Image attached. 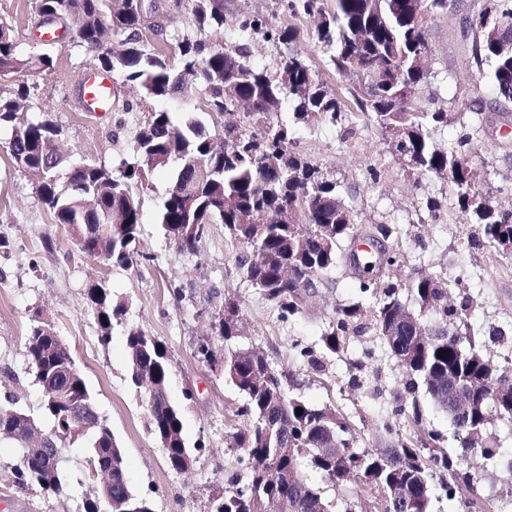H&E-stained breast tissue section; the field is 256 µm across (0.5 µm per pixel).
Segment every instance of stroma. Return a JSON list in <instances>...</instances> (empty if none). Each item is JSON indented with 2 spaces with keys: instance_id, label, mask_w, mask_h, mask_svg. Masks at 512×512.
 I'll return each instance as SVG.
<instances>
[{
  "instance_id": "obj_1",
  "label": "stroma",
  "mask_w": 512,
  "mask_h": 512,
  "mask_svg": "<svg viewBox=\"0 0 512 512\" xmlns=\"http://www.w3.org/2000/svg\"><path fill=\"white\" fill-rule=\"evenodd\" d=\"M155 3L154 21L167 34L159 50L168 55L177 41L196 37L197 31L190 23L187 0ZM482 5L483 0H449L447 10L430 15L426 22L425 37L431 49L426 67L435 77L425 103L429 110L462 116L461 121L436 133L435 141L442 146L458 137L476 107L488 125L512 123V103L495 101L488 92L489 75L478 74L469 62L471 33L465 21ZM243 12L261 15L273 26L292 22L299 30L289 47L254 36L251 50L266 67L276 68L289 50L304 51L328 93L348 87V80L313 47L314 18L291 17L281 0H224L225 31H233ZM0 20L10 25L22 53L48 51L54 57L50 74L15 75L0 84V91H13L20 84L31 86L32 116L62 126L67 153L118 170L120 161L131 154L139 126L157 109V102L144 98L116 72L112 78L117 95L111 111L83 112L77 82L89 67L84 48L67 38L49 40L36 26L35 0H0ZM167 106L175 122L188 116L206 129L217 126L218 118L207 111L199 84H187ZM350 119L356 133L347 141H340L333 128L303 130L299 148L336 180L340 198L354 211L357 224L398 226L400 235L394 246L405 260L394 268L391 281H404L417 269L446 279L457 265H465L479 276L484 296L471 323L486 329L504 328L512 341V271L501 254L492 248L463 251L461 243L473 228L453 208L445 184L410 173L373 124L355 113ZM8 138L7 132H0V404L12 397L36 420L44 418V396L25 353L31 319L42 316L70 344L101 415L125 453L132 488L151 501L154 512H208L209 499L219 495L224 471L233 467L236 459L224 406L241 400L219 371L197 355L199 343L214 336L211 308L221 304L225 295L239 296L244 302L243 345L261 349L276 364L288 367L293 344L318 345L336 304L356 299V274L347 264H340L330 285L320 287L302 315L287 323L278 321L269 303L243 278L236 265L238 251L226 239L223 225H209L197 255L177 254L158 216L159 204L171 186L167 168L156 170L148 188L138 195L143 229L136 249L149 255V262L131 268H102L79 251L66 227L54 223L36 195V177L19 168L4 151ZM474 147L485 170L512 178V137L485 131L475 139ZM373 167L383 172L376 182L369 177ZM430 193L442 204L436 220L421 204ZM96 282L105 284L113 299L126 301L129 322L156 336L168 350L169 394L181 412L184 435L194 457L188 471L169 468L163 448L146 428L147 396L130 382L122 329L114 330L108 346L98 341V326L87 301V290ZM366 348L374 352L366 362L372 376L370 385L345 386L349 358L361 356ZM397 376L382 346L367 340L354 344L349 357L327 361L323 376L302 378L300 393L311 404L332 403L348 413L361 445L384 448L389 440L377 432L376 424ZM62 458L70 483L61 495L48 497L37 487L17 484V450L1 443L0 512H76L77 497L99 486L100 480L89 471L83 455L66 448Z\"/></svg>"
}]
</instances>
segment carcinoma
Masks as SVG:
<instances>
[{
  "label": "carcinoma",
  "instance_id": "obj_1",
  "mask_svg": "<svg viewBox=\"0 0 512 512\" xmlns=\"http://www.w3.org/2000/svg\"><path fill=\"white\" fill-rule=\"evenodd\" d=\"M292 16L317 15L314 45L340 75L361 82L351 87L353 108L381 131L391 149L411 170L448 186L453 204L479 233L466 237L468 251L491 247L512 259V180L496 187L501 195L474 184L478 159L473 138L483 130L475 116L472 132L446 147L434 133L448 126L446 112L421 106L431 72L416 65L431 53L424 35L426 15L448 8V0H285ZM40 15L59 14L75 21L74 38L91 55L94 66L119 71L139 86L142 95L163 103L180 93L193 77L205 91L209 112H228L237 120L224 125L222 137L189 119L174 124L159 108L149 114L134 138L133 158L121 163L120 175L102 165L73 161L51 145L62 128L50 119L29 115L30 87L0 91V129L10 132L11 157L40 175L37 196L53 220L68 228L80 252L104 267H133L149 257L132 249L142 230L137 192L148 188L149 175L175 166L173 182L160 204L167 238L180 255H194L210 224L224 225L231 242L242 248L238 267L244 278L272 304L278 318L301 315L303 294L329 282L328 274L344 260L342 243L352 241L357 223L337 184L298 151L299 127L330 126L345 140L355 134L346 124L344 104L314 78L311 59L291 51L272 72L253 58L250 37L282 44L296 40L295 26L271 28L258 15L239 16L237 35L216 44L203 34L224 29V0H192L190 20L202 37L177 42L173 66L144 41V20L137 0H37ZM473 32L470 59L477 69L493 65L491 92L512 102V55L498 43L512 42V0H486L469 21ZM54 68L48 52L24 55L0 21V73L46 74ZM288 112V122L266 125L267 106ZM65 169L67 191L57 189ZM378 257L368 260L359 278L360 300L334 308L320 349L295 346L304 370L320 374L325 360L340 355L372 334L381 340L400 374L381 429L391 437L388 448L359 446L349 416L332 405L314 406L294 392L293 370L278 369L259 349L239 345L242 303L227 295L213 310L221 346L204 341L197 355L220 368L244 402L230 410L232 447L239 468L224 477V492L212 499L210 512H262L275 500L288 512H432L446 500L456 512H495L493 499L480 495L473 453L495 469L503 460L496 441L484 433L493 420L512 423V346L499 367L486 356L479 331L468 324L478 305L468 270L448 283L416 272L404 284L374 274ZM407 294L413 306L403 302ZM87 300L99 327L98 341L107 346L115 327L125 328L129 377L136 387L147 382V428L164 449L169 467L180 470L191 456L180 411L168 398L170 364L164 344L127 323L123 302H112L102 285L88 289ZM432 314L428 323L424 313ZM25 352L35 382L48 396L47 424L40 426L14 401L0 405V441L19 452L17 483L32 484L47 496L67 485L61 466L44 456L63 448H82L90 470L100 476L112 470V507L93 493L81 512H154L136 494L127 477L125 454L111 427L101 418L69 344L53 327L33 320ZM426 393L465 434L460 447H446L443 436L423 426L419 393ZM302 409V414L295 413ZM46 436V455L28 453L27 438ZM327 481L335 496H324L310 474Z\"/></svg>",
  "mask_w": 512,
  "mask_h": 512
}]
</instances>
